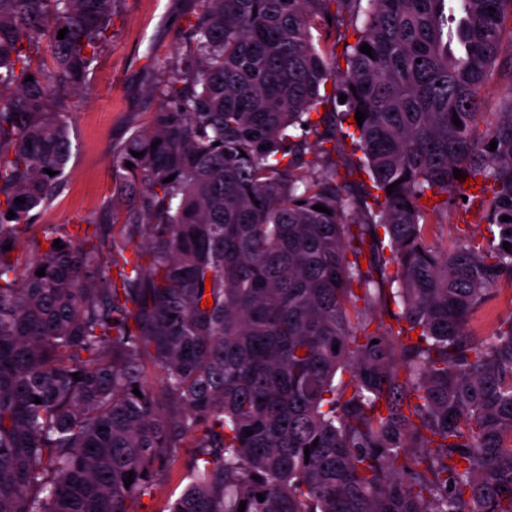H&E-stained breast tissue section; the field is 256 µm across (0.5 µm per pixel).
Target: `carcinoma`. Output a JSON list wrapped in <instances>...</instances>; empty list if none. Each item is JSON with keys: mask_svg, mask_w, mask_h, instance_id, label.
Returning a JSON list of instances; mask_svg holds the SVG:
<instances>
[{"mask_svg": "<svg viewBox=\"0 0 512 512\" xmlns=\"http://www.w3.org/2000/svg\"><path fill=\"white\" fill-rule=\"evenodd\" d=\"M197 2L193 64L112 156L125 218L89 247L44 224L21 270L4 246L60 184L64 88L116 0H0V512H141L186 448L162 512H512V319L464 339L512 282V110L475 135L507 0ZM360 19L342 70L312 30ZM346 137L378 194L337 180ZM476 178L490 238L444 253L428 224ZM387 286L396 326L351 320ZM512 317V287L502 282L492 296L478 306L466 325V334L472 342H485L496 333L501 322Z\"/></svg>", "mask_w": 512, "mask_h": 512, "instance_id": "obj_1", "label": "carcinoma"}]
</instances>
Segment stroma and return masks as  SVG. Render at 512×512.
<instances>
[{
	"mask_svg": "<svg viewBox=\"0 0 512 512\" xmlns=\"http://www.w3.org/2000/svg\"><path fill=\"white\" fill-rule=\"evenodd\" d=\"M197 0H117L112 25L85 84L67 89L70 156L52 200L35 211V227L22 233L14 256L26 266L39 256L41 224L64 225L74 240L93 237L96 225L112 221V156L136 132L151 127L162 96L155 84L158 69L182 66L188 22ZM481 124L493 122L512 100V53L503 52L479 93ZM487 225L476 205L449 204L443 223L431 225L429 239L443 251L469 238L486 240ZM512 318V286L500 284L478 306L466 325L470 341L484 342L501 322Z\"/></svg>",
	"mask_w": 512,
	"mask_h": 512,
	"instance_id": "obj_1",
	"label": "stroma"
}]
</instances>
